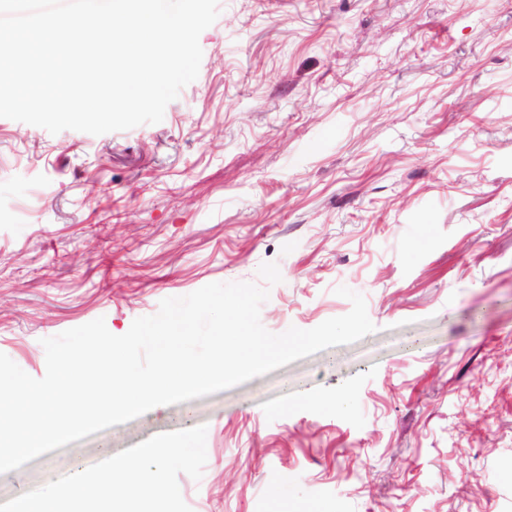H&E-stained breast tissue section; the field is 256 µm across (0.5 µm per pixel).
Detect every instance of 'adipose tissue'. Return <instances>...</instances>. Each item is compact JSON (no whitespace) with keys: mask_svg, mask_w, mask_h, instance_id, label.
<instances>
[{"mask_svg":"<svg viewBox=\"0 0 512 512\" xmlns=\"http://www.w3.org/2000/svg\"><path fill=\"white\" fill-rule=\"evenodd\" d=\"M160 452L158 445L137 449L112 467L111 483L90 485L84 476H75L64 490L50 489L41 500L19 506L18 512H66L70 505L101 504L108 512H129L132 505L151 500L158 487L155 475L144 468L146 460Z\"/></svg>","mask_w":512,"mask_h":512,"instance_id":"ef3b65f1","label":"adipose tissue"}]
</instances>
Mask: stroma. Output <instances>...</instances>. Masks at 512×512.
<instances>
[{"label":"stroma","instance_id":"1","mask_svg":"<svg viewBox=\"0 0 512 512\" xmlns=\"http://www.w3.org/2000/svg\"><path fill=\"white\" fill-rule=\"evenodd\" d=\"M157 124L0 117V353L282 280L266 329L362 294L374 333L0 474L18 498L146 462L159 512H512V0H224Z\"/></svg>","mask_w":512,"mask_h":512}]
</instances>
